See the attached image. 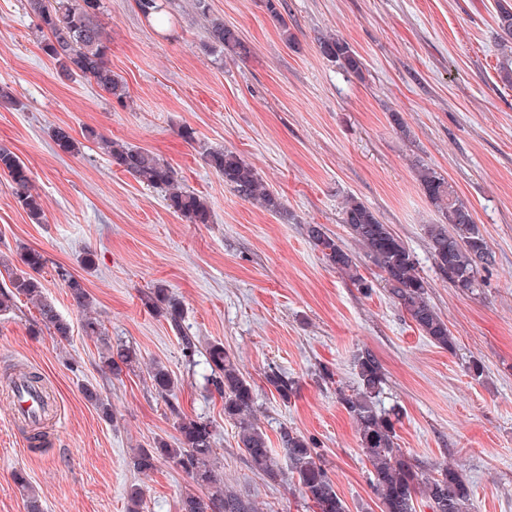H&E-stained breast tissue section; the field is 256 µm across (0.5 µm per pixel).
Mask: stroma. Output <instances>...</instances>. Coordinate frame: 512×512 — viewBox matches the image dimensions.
Wrapping results in <instances>:
<instances>
[{"label": "stroma", "instance_id": "1", "mask_svg": "<svg viewBox=\"0 0 512 512\" xmlns=\"http://www.w3.org/2000/svg\"><path fill=\"white\" fill-rule=\"evenodd\" d=\"M492 0H281L283 22L265 0H207L209 13L238 27L250 53L219 57L202 47L205 19L194 0H168L167 23L144 18L134 0H105L101 21L125 104L96 85L58 74L36 39L24 0H0V142L29 167L44 204L32 223L0 174V268L18 246L41 251L45 297L71 322L69 339L33 335L27 299L0 312V512H27L12 482L25 470L45 512H126L140 487L144 512H179L194 488L169 463L143 476L130 459L153 438H173L176 413L214 424L215 463L226 485L258 512H303L286 486L256 474L237 445L220 398L204 388L207 343L222 342L258 381L257 416L269 439L281 426L314 437L350 512H380L355 425L336 389L355 383L354 357L370 349L383 365L384 407L401 411L397 442L426 473L450 465L473 488L475 512H512V88L498 76ZM292 40H285V33ZM335 35L362 57V76L320 55ZM107 137L157 153L187 189L206 197L208 224L171 213L159 190L113 166L92 143L66 154L51 126ZM195 131L194 143L179 134ZM237 151L281 195L274 216L241 200L204 162L208 147ZM421 158L475 211L495 256L482 292L453 288L437 271L427 225L438 213L411 167ZM376 210L417 256L429 297L456 347L430 344L382 286L364 294L325 264L305 235L322 224L350 243L341 203ZM94 262L84 265V252ZM82 279L105 338L85 335L83 311L60 279ZM160 285L184 306L181 331L149 313L140 295ZM195 339L194 359L181 335ZM136 347L181 381L172 401L141 369H100L106 344ZM484 366L482 377L467 371ZM332 382L316 375L319 366ZM30 369L51 391L40 442L12 420L6 372ZM299 384L282 402L262 383L268 370ZM112 402L113 421L87 402L82 385Z\"/></svg>", "mask_w": 512, "mask_h": 512}]
</instances>
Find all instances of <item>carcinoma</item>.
Segmentation results:
<instances>
[{"mask_svg":"<svg viewBox=\"0 0 512 512\" xmlns=\"http://www.w3.org/2000/svg\"><path fill=\"white\" fill-rule=\"evenodd\" d=\"M166 0H134L144 17L165 12ZM24 8L36 21L41 36V49L58 71L67 78L83 79L95 84L109 98L120 103L126 99V86L112 72L108 59L110 47L100 16L105 12L104 0H24ZM494 19L500 41L502 62L499 78L512 86V0H495ZM323 57L360 77L364 63L360 55L345 41L334 36L317 39ZM203 47L209 52L245 57L249 49L238 28L219 17L208 20ZM85 140L99 145L111 163L129 173L138 182L164 192L166 207L187 224L211 222V206L206 198L186 189L177 169L150 150L112 140L92 127L82 130ZM54 144L64 153L80 151L71 127L56 125L50 129ZM205 164L224 179L239 198L259 206L271 214L284 210L278 192L265 184L257 171L237 152L211 148L204 154ZM421 189L440 214V221L427 226L430 253L435 265L455 288L470 294L486 286L484 272L494 262L484 236L475 222L473 209L451 182L423 160L412 161ZM0 173L9 177L17 202L34 224L43 223L44 206L39 194L31 191L30 169L8 146L0 144ZM342 223L349 235L379 271L383 287L393 302L410 316L420 333L438 347L452 350L455 342L448 323L431 304L428 281L422 276L419 261L404 240L383 223L377 213L358 198L344 200ZM309 242L326 263L344 274L350 283L367 293L372 282L359 270L354 254L322 224L305 227ZM22 267L9 272L8 288L0 289V312L12 309L14 299L25 297L39 312L40 324L34 333L46 328L56 336L67 338L70 323L49 303L43 293L39 274L45 264L44 255L35 249L19 246ZM61 281L77 305L88 311L91 296L81 280L69 272H61ZM148 310L163 316L176 331H181L183 307L168 289L161 286L141 294ZM141 354L130 345L107 346L100 356L104 373L114 377L140 365ZM205 388L224 403V419L237 429L238 447L247 457L253 471L272 481H280L298 490L304 507L314 512H349L347 503L337 490L336 482L322 461L318 441L291 427L279 431V451L270 447V439L256 416L258 384L243 372L224 344L218 341L206 346ZM356 385L337 389L339 403L356 425L358 447L369 464V483L381 512H416L418 498L426 499L431 512H474L470 482L457 469L444 466L426 474L413 456L399 448L395 408L380 407L379 398L387 377L377 357L368 349L354 358ZM151 387L163 398L176 397L179 381L163 364L153 361L145 365ZM25 379L45 389L36 372H18L6 378L9 389ZM283 402L297 392V382L271 370L264 376ZM82 394L102 414L112 420V403L92 384L82 386ZM177 436L173 441L162 437L147 448H140L131 458L132 468L139 473L154 470L161 461L181 470L202 494L188 493L180 500V512H256L253 502L229 488L218 475L213 462V422L204 416L176 414ZM14 485L26 492L27 512H43L39 496L33 491L27 474L13 473Z\"/></svg>","mask_w":512,"mask_h":512,"instance_id":"cac0c4a2","label":"carcinoma"}]
</instances>
